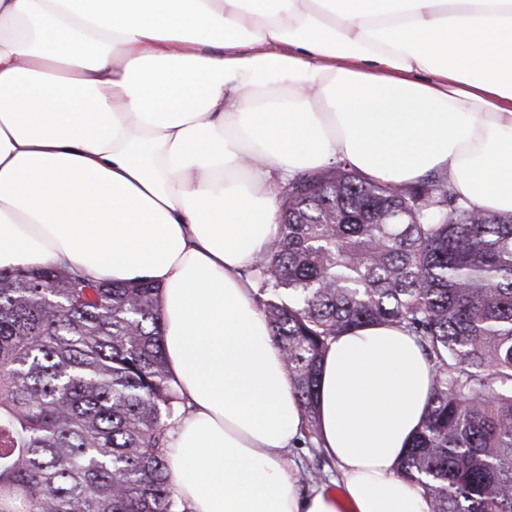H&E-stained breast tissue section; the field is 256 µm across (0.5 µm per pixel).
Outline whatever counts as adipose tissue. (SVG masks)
<instances>
[{
  "label": "adipose tissue",
  "instance_id": "ef3b65f1",
  "mask_svg": "<svg viewBox=\"0 0 512 512\" xmlns=\"http://www.w3.org/2000/svg\"><path fill=\"white\" fill-rule=\"evenodd\" d=\"M339 159L512 213V0H0V268L160 285L190 512H430L396 468L434 374L398 327L321 361L341 495L288 461L304 413L247 271L270 183Z\"/></svg>",
  "mask_w": 512,
  "mask_h": 512
}]
</instances>
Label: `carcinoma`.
I'll use <instances>...</instances> for the list:
<instances>
[{
    "mask_svg": "<svg viewBox=\"0 0 512 512\" xmlns=\"http://www.w3.org/2000/svg\"><path fill=\"white\" fill-rule=\"evenodd\" d=\"M249 272L317 444L322 355L347 331L414 336L435 375L397 474L431 512H512V214L447 181L372 182L346 161L276 188ZM161 288L0 269V512H190L167 449L187 399L161 346Z\"/></svg>",
    "mask_w": 512,
    "mask_h": 512,
    "instance_id": "carcinoma-1",
    "label": "carcinoma"
}]
</instances>
